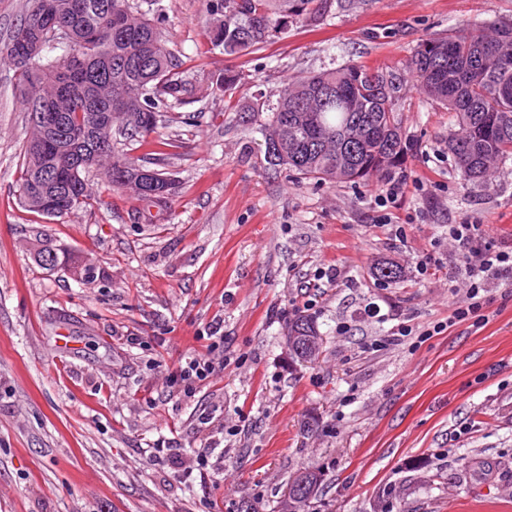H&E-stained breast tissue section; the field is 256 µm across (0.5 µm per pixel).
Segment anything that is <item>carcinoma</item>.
I'll return each mask as SVG.
<instances>
[{
	"mask_svg": "<svg viewBox=\"0 0 512 512\" xmlns=\"http://www.w3.org/2000/svg\"><path fill=\"white\" fill-rule=\"evenodd\" d=\"M269 0H207L208 36L228 56L263 47L287 27L288 15L274 19ZM66 25V36L50 32ZM5 52L16 75L25 112L37 93L57 99L70 132L52 143L34 128L20 153L19 200L32 214L63 217L91 200L85 173L95 167L116 189L133 193L144 206L165 207L175 192L171 174L138 165L115 151L112 129L131 142L156 132L160 112L203 97L172 52L161 21L141 12L138 0H26L25 12ZM404 71L421 90L454 113L459 132L448 137L462 180L485 179L491 163L512 157V29L499 25L461 29L424 40ZM244 79L226 71L207 90L232 94ZM405 78L381 69L347 64L305 76L286 88L275 104L257 98L248 108L263 120L265 155L272 166H287L301 182L359 184L400 162L402 130L396 106ZM153 171L148 190L137 185L138 169ZM65 191L58 215L34 208L40 189ZM34 260L46 269L64 266L88 279L90 269L72 253L39 239ZM375 279L395 283L400 267L383 262ZM287 337L319 336L316 319H289ZM307 485L299 495L312 501L322 483L317 470L296 474Z\"/></svg>",
	"mask_w": 512,
	"mask_h": 512,
	"instance_id": "obj_1",
	"label": "carcinoma"
}]
</instances>
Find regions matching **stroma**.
Listing matches in <instances>:
<instances>
[{
  "mask_svg": "<svg viewBox=\"0 0 512 512\" xmlns=\"http://www.w3.org/2000/svg\"><path fill=\"white\" fill-rule=\"evenodd\" d=\"M147 2L192 83L245 75L231 100L163 113L160 153L119 142L176 180L148 222L96 169L93 205L54 220L21 207L28 117L4 47L25 0H0V512H276L305 469L323 474L309 512H512V287L489 279L484 320L448 322L464 296L448 227L482 217L512 251V158L462 181L452 113L411 80L397 165L300 183L268 164L246 110L344 63L401 71L427 37L512 24V0H324L242 56L211 47L206 0ZM394 177L404 191L379 207ZM42 235L93 278L39 268ZM430 255L441 266L422 268ZM384 259L400 282L374 280ZM328 265L337 282L315 287ZM297 313L324 337L315 362L288 351ZM214 325L215 372L183 397L168 379ZM169 437L186 465L210 451L202 477L179 483L151 458Z\"/></svg>",
  "mask_w": 512,
  "mask_h": 512,
  "instance_id": "obj_1",
  "label": "stroma"
}]
</instances>
